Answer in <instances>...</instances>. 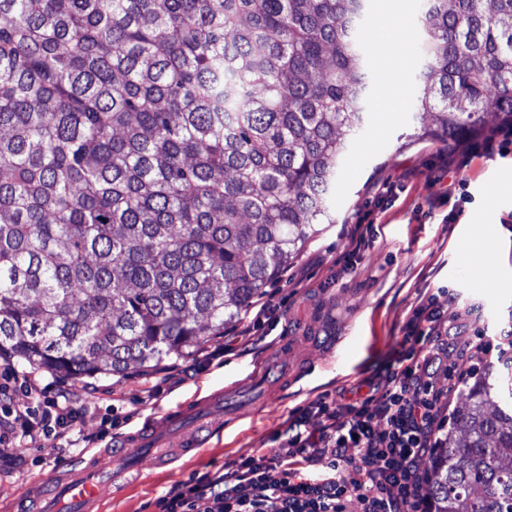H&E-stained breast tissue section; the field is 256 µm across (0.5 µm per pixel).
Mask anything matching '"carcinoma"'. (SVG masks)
<instances>
[{
    "mask_svg": "<svg viewBox=\"0 0 512 512\" xmlns=\"http://www.w3.org/2000/svg\"><path fill=\"white\" fill-rule=\"evenodd\" d=\"M368 0H0V354L180 356L318 224L363 126ZM418 139L512 129V0H423ZM433 456L436 512H512V371Z\"/></svg>",
    "mask_w": 512,
    "mask_h": 512,
    "instance_id": "carcinoma-1",
    "label": "carcinoma"
}]
</instances>
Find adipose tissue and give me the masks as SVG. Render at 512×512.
<instances>
[{"label": "adipose tissue", "mask_w": 512, "mask_h": 512, "mask_svg": "<svg viewBox=\"0 0 512 512\" xmlns=\"http://www.w3.org/2000/svg\"><path fill=\"white\" fill-rule=\"evenodd\" d=\"M374 34L375 45L384 60L383 89L377 97V108L382 112H398L405 106L403 49L408 41V31L384 20L378 23Z\"/></svg>", "instance_id": "adipose-tissue-1"}]
</instances>
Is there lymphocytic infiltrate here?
<instances>
[{
  "instance_id": "1",
  "label": "lymphocytic infiltrate",
  "mask_w": 512,
  "mask_h": 512,
  "mask_svg": "<svg viewBox=\"0 0 512 512\" xmlns=\"http://www.w3.org/2000/svg\"><path fill=\"white\" fill-rule=\"evenodd\" d=\"M444 307L433 294L411 307L382 381L365 380L343 402L324 394L295 407L272 435L273 449L172 486L159 512H435L422 461L444 446L450 400L493 347L442 327ZM451 348L459 351L452 364L444 359ZM20 390L28 404L16 403ZM77 418L67 401L0 370V467L37 463L16 439L66 436Z\"/></svg>"
}]
</instances>
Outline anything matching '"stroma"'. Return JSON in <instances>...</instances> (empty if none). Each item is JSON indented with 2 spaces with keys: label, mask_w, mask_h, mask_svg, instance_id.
I'll return each instance as SVG.
<instances>
[{
  "label": "stroma",
  "mask_w": 512,
  "mask_h": 512,
  "mask_svg": "<svg viewBox=\"0 0 512 512\" xmlns=\"http://www.w3.org/2000/svg\"><path fill=\"white\" fill-rule=\"evenodd\" d=\"M404 56L403 111L367 112L338 171L335 223L326 225L262 296L277 307V339L247 353L221 354L223 337L210 336L188 356L121 378L64 379L0 357V369L11 367L48 395H65L84 410L74 433L39 438L42 466L0 473V512H12L18 499L68 460L94 454L81 437L98 432L111 408L131 413L120 430L129 437L192 399L244 380L258 365H287V381L268 401L251 405L244 419L196 454L119 476L117 490L100 510L158 512V497L191 474L270 448L271 433L292 408L378 378L398 348L407 312L437 289L455 295L445 323L466 324L473 335L512 333V152H499L501 134L463 144L413 140L420 122L413 102L422 62L414 44H407ZM453 182L464 187L467 201L447 198ZM368 213L376 232L358 254L348 256L347 235ZM150 388L154 396L145 397Z\"/></svg>",
  "instance_id": "1"
}]
</instances>
